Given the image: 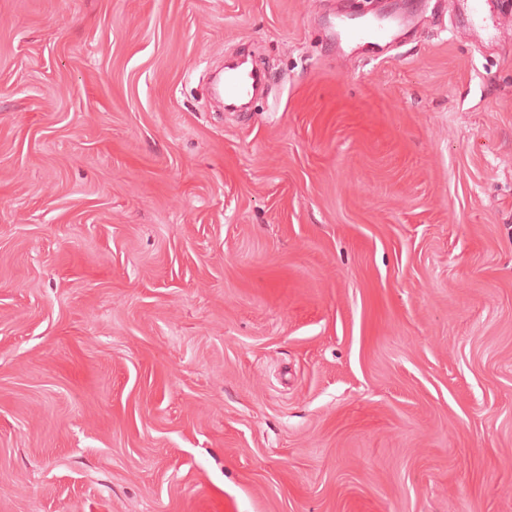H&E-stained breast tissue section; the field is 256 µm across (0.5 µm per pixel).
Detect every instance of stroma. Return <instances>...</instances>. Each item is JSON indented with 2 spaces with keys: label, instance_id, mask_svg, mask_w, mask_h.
<instances>
[{
  "label": "stroma",
  "instance_id": "stroma-1",
  "mask_svg": "<svg viewBox=\"0 0 512 512\" xmlns=\"http://www.w3.org/2000/svg\"><path fill=\"white\" fill-rule=\"evenodd\" d=\"M0 512H512V17L0 0ZM397 31L391 26L366 25L342 26L336 33V44L339 52H344V47L352 51L368 44H377L379 41L393 42L396 40ZM241 65L228 66L224 76V96L229 100L247 97L261 84V76L253 70L238 71Z\"/></svg>",
  "mask_w": 512,
  "mask_h": 512
}]
</instances>
